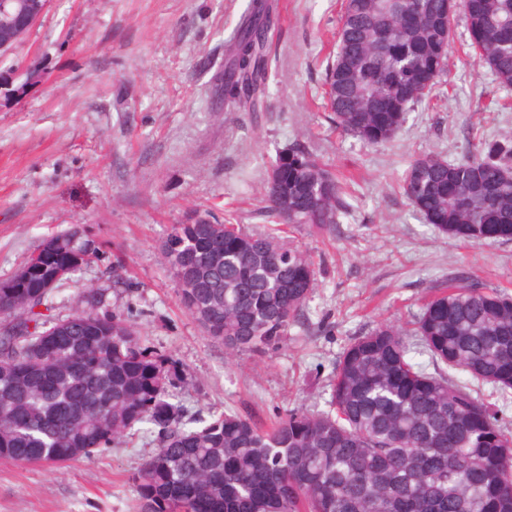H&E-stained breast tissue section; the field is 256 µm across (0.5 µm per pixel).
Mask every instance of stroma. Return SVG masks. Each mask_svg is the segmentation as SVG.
Here are the masks:
<instances>
[{"mask_svg": "<svg viewBox=\"0 0 512 512\" xmlns=\"http://www.w3.org/2000/svg\"><path fill=\"white\" fill-rule=\"evenodd\" d=\"M249 3L48 0L0 58L5 87L41 73L0 103V282L46 239L82 227L99 256L48 295V321L96 303L183 369L170 392L188 414L231 410L264 428L325 409L345 349L380 323L408 326L432 288L461 279L512 295V241L452 239L397 185L420 154L458 160L473 138H512V107L498 105L512 91L473 62L457 24L445 98L411 106L393 141L363 147L337 130L324 98L341 0H277L264 111L216 110L225 44ZM295 144L351 184V213L327 233L286 229L319 265L317 286L281 344L230 359L182 305L159 247L193 211L264 230L271 163ZM158 444L146 425L89 459L0 462V512H136L129 476Z\"/></svg>", "mask_w": 512, "mask_h": 512, "instance_id": "obj_1", "label": "stroma"}]
</instances>
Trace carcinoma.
I'll list each match as a JSON object with an SVG mask.
<instances>
[{"instance_id":"obj_1","label":"carcinoma","mask_w":512,"mask_h":512,"mask_svg":"<svg viewBox=\"0 0 512 512\" xmlns=\"http://www.w3.org/2000/svg\"><path fill=\"white\" fill-rule=\"evenodd\" d=\"M459 16L473 60L512 90V37L499 38L512 30V0H342L326 77L336 129L391 142L409 108L447 83ZM271 44L270 6L255 5L230 43L225 104L259 111ZM399 188L452 238L512 241V139L481 137L461 161L421 156ZM260 213L329 229L349 213L346 186L295 145L272 165ZM279 232L196 211L160 247L164 266L181 258V302L231 357L280 343L316 287L312 256ZM96 257L75 227L0 283V462L89 459L150 424L160 447L131 477L138 512H512V434L478 393L512 395V296L448 285L411 330L380 325L342 353L328 409L260 430L232 411L185 418L169 394L176 362L141 346L120 318L91 305L44 327V284Z\"/></svg>"}]
</instances>
